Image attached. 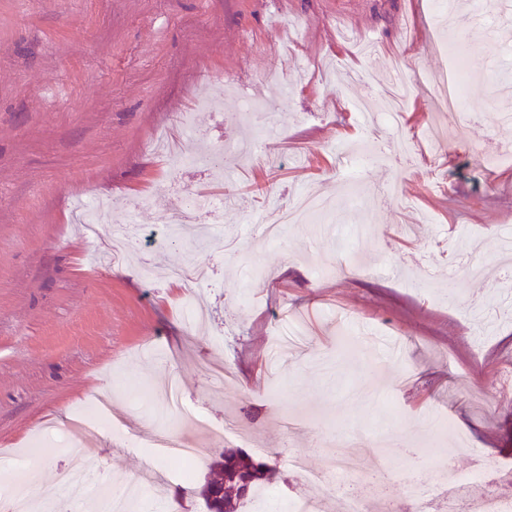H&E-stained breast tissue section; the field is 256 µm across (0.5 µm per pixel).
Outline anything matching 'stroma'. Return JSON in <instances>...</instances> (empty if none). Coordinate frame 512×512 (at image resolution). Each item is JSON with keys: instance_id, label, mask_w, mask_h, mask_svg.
I'll return each mask as SVG.
<instances>
[{"instance_id": "35a3bbf8", "label": "stroma", "mask_w": 512, "mask_h": 512, "mask_svg": "<svg viewBox=\"0 0 512 512\" xmlns=\"http://www.w3.org/2000/svg\"><path fill=\"white\" fill-rule=\"evenodd\" d=\"M466 22L447 29L433 0H0V448H23L45 425L69 434L39 464L54 481L83 452L110 486L146 467L170 473L173 449L134 448L170 421L138 404L121 379L177 378L189 402L217 425L254 434L260 460L276 466L269 512L298 484L285 464L305 456L321 471L320 432L345 433L393 419L419 447L427 413L465 433L472 451L449 459L460 475L498 470L492 493L512 494V269L496 258L512 229V0H462ZM376 37L369 57L358 42ZM462 41L482 77L462 90L463 111L437 108L438 91L408 99L398 119L412 142L348 188L343 154L369 134L391 136L378 117L395 60L419 77L451 74L443 42ZM280 97L275 136L252 142L259 111ZM188 115L214 148L252 145L235 178L169 164L152 152ZM227 193L217 214L230 252L168 245L166 219L186 192ZM328 199L335 218L288 228L267 241L259 215L298 193ZM112 203L96 238L72 220L75 200ZM133 215L142 236L118 263L96 255L110 220ZM157 270L210 265L201 287L145 280ZM301 318L307 345L271 375L269 345L282 320ZM233 374L223 397L210 367ZM383 387L388 403L347 398ZM108 394L124 433L80 429L77 407ZM390 507L404 512L409 480L433 484L431 466L409 468L386 448ZM200 467L146 512H204Z\"/></svg>"}]
</instances>
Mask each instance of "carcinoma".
<instances>
[{
    "label": "carcinoma",
    "mask_w": 512,
    "mask_h": 512,
    "mask_svg": "<svg viewBox=\"0 0 512 512\" xmlns=\"http://www.w3.org/2000/svg\"><path fill=\"white\" fill-rule=\"evenodd\" d=\"M266 481L262 464L238 448H226L209 464L201 496L207 512H241Z\"/></svg>",
    "instance_id": "cac0c4a2"
}]
</instances>
